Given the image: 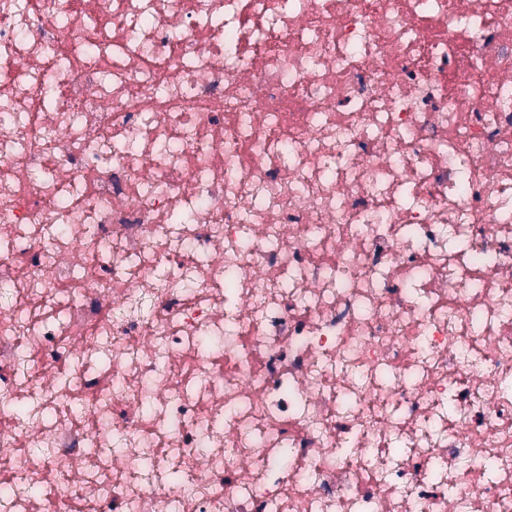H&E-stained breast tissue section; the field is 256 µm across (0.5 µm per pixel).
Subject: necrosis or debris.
Segmentation results:
<instances>
[{
	"label": "necrosis or debris",
	"mask_w": 512,
	"mask_h": 512,
	"mask_svg": "<svg viewBox=\"0 0 512 512\" xmlns=\"http://www.w3.org/2000/svg\"><path fill=\"white\" fill-rule=\"evenodd\" d=\"M0 288V512H512V0H0Z\"/></svg>",
	"instance_id": "necrosis-or-debris-1"
}]
</instances>
